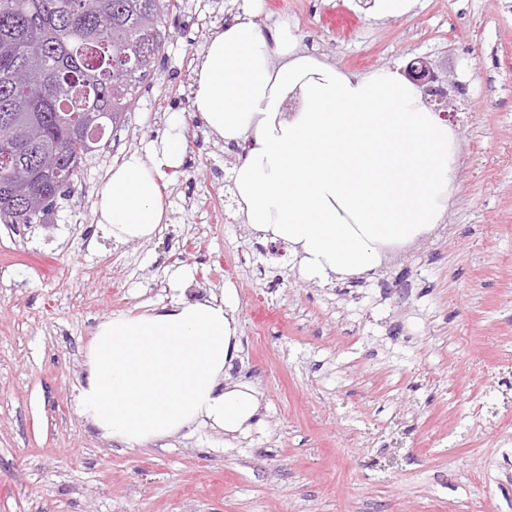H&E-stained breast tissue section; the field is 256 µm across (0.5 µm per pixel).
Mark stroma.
<instances>
[{
    "instance_id": "1",
    "label": "stroma",
    "mask_w": 512,
    "mask_h": 512,
    "mask_svg": "<svg viewBox=\"0 0 512 512\" xmlns=\"http://www.w3.org/2000/svg\"><path fill=\"white\" fill-rule=\"evenodd\" d=\"M244 0H173L166 43L111 149L89 156L50 219L0 223V512H512V0H420L373 20L363 0H259L308 52L356 73L423 58L461 90L442 224L375 272L321 286L237 213L240 153L191 109L192 61ZM185 117L182 167L162 176L170 221L117 244L93 207L112 165ZM231 293L232 381L259 417L145 448L104 439L76 406L88 343L116 311Z\"/></svg>"
}]
</instances>
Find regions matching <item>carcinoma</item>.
Listing matches in <instances>:
<instances>
[{"instance_id": "obj_1", "label": "carcinoma", "mask_w": 512, "mask_h": 512, "mask_svg": "<svg viewBox=\"0 0 512 512\" xmlns=\"http://www.w3.org/2000/svg\"><path fill=\"white\" fill-rule=\"evenodd\" d=\"M164 0H0V221L44 224L60 185L125 120L165 44ZM55 157L56 170L36 160Z\"/></svg>"}]
</instances>
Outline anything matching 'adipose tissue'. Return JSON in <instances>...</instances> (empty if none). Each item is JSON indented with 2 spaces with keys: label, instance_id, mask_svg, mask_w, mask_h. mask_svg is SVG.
Here are the masks:
<instances>
[{
  "label": "adipose tissue",
  "instance_id": "adipose-tissue-1",
  "mask_svg": "<svg viewBox=\"0 0 512 512\" xmlns=\"http://www.w3.org/2000/svg\"><path fill=\"white\" fill-rule=\"evenodd\" d=\"M252 6L214 32L192 73V108L243 154L231 190L246 224L288 245L305 280L328 284L375 271L383 257L442 223L457 152L418 87L392 71L347 72L303 50L288 25L264 33ZM175 133L127 150L97 195L95 217L123 244L169 220L162 173L179 169ZM190 266L167 272L170 304L115 312L86 352L79 413L100 436L131 448L195 425L233 436L255 421V390L228 383L240 351L231 296L188 298Z\"/></svg>",
  "mask_w": 512,
  "mask_h": 512
}]
</instances>
